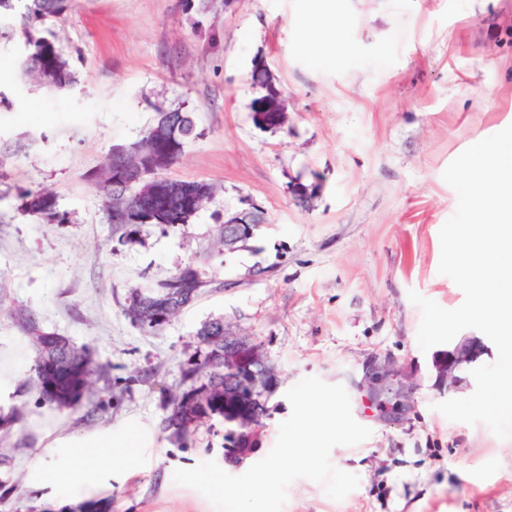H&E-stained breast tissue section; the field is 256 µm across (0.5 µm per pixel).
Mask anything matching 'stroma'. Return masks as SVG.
<instances>
[{
  "mask_svg": "<svg viewBox=\"0 0 512 512\" xmlns=\"http://www.w3.org/2000/svg\"><path fill=\"white\" fill-rule=\"evenodd\" d=\"M338 31L340 56L304 35L310 14ZM38 34L76 77L50 93L21 73L25 38L0 21V406L22 419L0 436V512H216L173 472L213 460L239 475L267 455L291 414L287 391L316 376L343 385L371 436L332 449L356 474L343 500L306 478L282 512H512V438L446 419L436 381L444 345L421 350L417 291L445 309L464 294L438 272L439 232L457 207L446 167L512 125V0H72ZM264 62L287 106L284 127H259L251 73ZM192 114L198 135L168 178L213 184L188 224H143L124 236L108 222L93 176L112 150L139 140L159 112ZM319 175L309 207L292 179ZM56 195L67 221L48 224L21 195ZM249 198L267 222L247 248L218 251L224 214ZM205 283L159 331L134 327L131 288L187 265ZM90 348L111 378L74 413L44 404L31 379L33 345L13 318ZM260 343L279 372L257 442L224 460L225 426L207 421L188 446L161 428L170 392L200 325L215 316ZM390 368L408 388L384 413L370 376ZM111 442L119 465L99 464ZM87 464L72 481L46 469Z\"/></svg>",
  "mask_w": 512,
  "mask_h": 512,
  "instance_id": "35a3bbf8",
  "label": "stroma"
}]
</instances>
